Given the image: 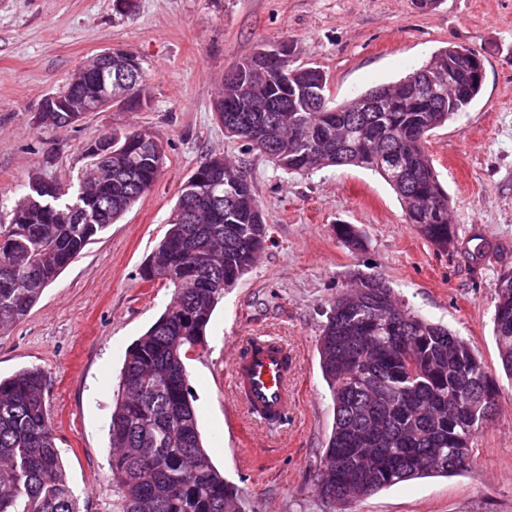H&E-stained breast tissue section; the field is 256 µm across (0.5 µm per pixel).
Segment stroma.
<instances>
[{
	"instance_id": "35a3bbf8",
	"label": "stroma",
	"mask_w": 512,
	"mask_h": 512,
	"mask_svg": "<svg viewBox=\"0 0 512 512\" xmlns=\"http://www.w3.org/2000/svg\"><path fill=\"white\" fill-rule=\"evenodd\" d=\"M291 44L292 66H317L340 104L404 78L438 48L480 54L481 96L433 131L427 149L451 199L454 248L406 221L377 174L326 167L289 174L227 136L214 103L224 76L257 45ZM127 49L149 90L134 110L87 113L77 127L39 122L45 99L95 55ZM141 128L165 163L149 195L88 244L29 314L0 336V376L37 366L46 411L79 512H114L109 424L132 343L171 297L140 269L162 240L180 189L206 158L231 159L251 180L267 225L261 260L216 306L206 347L186 362L200 431L245 512H325L314 476L333 426L318 339L338 294L363 274L386 279L399 305L464 336L496 379V414L467 470L385 488L348 512H512V377L493 332L494 286L512 270V0H0V222L28 177L73 183L100 132ZM353 225L364 247L336 228ZM278 336L297 361L296 410L279 431L249 425L228 386L243 336Z\"/></svg>"
}]
</instances>
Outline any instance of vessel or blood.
<instances>
[{
  "instance_id": "1",
  "label": "vessel or blood",
  "mask_w": 512,
  "mask_h": 512,
  "mask_svg": "<svg viewBox=\"0 0 512 512\" xmlns=\"http://www.w3.org/2000/svg\"><path fill=\"white\" fill-rule=\"evenodd\" d=\"M294 374L295 358L287 341L250 336L233 360L229 383L248 419L268 427L288 417L295 401L289 387Z\"/></svg>"
}]
</instances>
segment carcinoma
<instances>
[{
	"instance_id": "1",
	"label": "carcinoma",
	"mask_w": 512,
	"mask_h": 512,
	"mask_svg": "<svg viewBox=\"0 0 512 512\" xmlns=\"http://www.w3.org/2000/svg\"><path fill=\"white\" fill-rule=\"evenodd\" d=\"M256 48L224 78L216 115L224 130L290 174L351 165L379 174L395 191L408 223L440 249L455 229L448 193L426 150L427 136L482 93L471 60L453 46L437 49L403 79L328 105L326 77L314 66L288 68ZM453 72L456 93L437 101L423 91ZM112 84L90 64L59 96L91 107L106 93L137 108L146 90ZM272 103L279 112H254ZM45 127L75 123L69 112H42ZM163 146L145 129L112 134L110 153L86 154L77 189L31 177L0 225V335L9 333L82 250L141 197L161 173ZM220 169L221 177L212 178ZM197 190L222 204L195 220L172 218L146 258L141 280H162L171 299L131 345L112 410L110 443L116 512H240V491L202 443L188 384V353L224 290L248 271L263 247L260 201L243 171L222 157L201 163L181 192ZM338 233L355 250L350 224ZM494 331L502 368L512 375V271L494 286ZM321 368L334 409L324 464L316 476L327 504L346 505L412 479L469 466L473 443L494 408L495 379L468 343L447 327L398 306L381 278H359L333 301L319 340ZM46 375L22 368L0 378V512H79L46 417Z\"/></svg>"
}]
</instances>
